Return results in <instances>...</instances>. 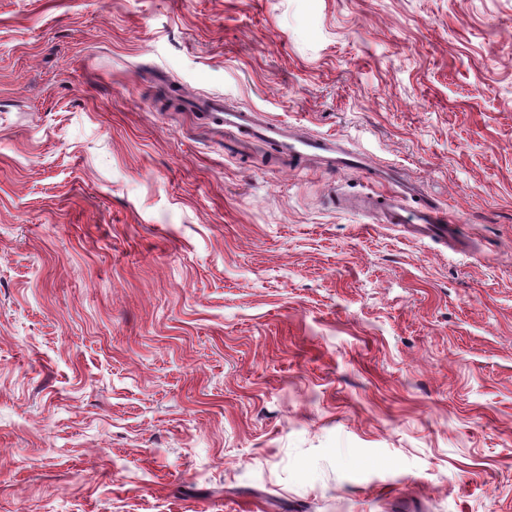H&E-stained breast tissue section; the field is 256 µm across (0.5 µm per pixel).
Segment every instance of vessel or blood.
Listing matches in <instances>:
<instances>
[{"label":"vessel or blood","mask_w":512,"mask_h":512,"mask_svg":"<svg viewBox=\"0 0 512 512\" xmlns=\"http://www.w3.org/2000/svg\"><path fill=\"white\" fill-rule=\"evenodd\" d=\"M207 109L223 122L225 131L252 130L257 141L278 147L290 161L315 159L341 173L368 169L360 153L345 148L337 136L300 134L279 122L261 119L257 112L229 107L220 98L212 99ZM414 192L412 184L403 183L381 198L361 195L352 207L361 211L378 207L384 223L409 225L421 239H454L457 226L452 223L444 207L430 201L414 209L407 206L406 201L412 198Z\"/></svg>","instance_id":"b4317fda"}]
</instances>
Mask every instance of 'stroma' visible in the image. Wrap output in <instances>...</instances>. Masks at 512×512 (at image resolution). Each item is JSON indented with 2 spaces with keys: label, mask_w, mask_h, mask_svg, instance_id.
I'll use <instances>...</instances> for the list:
<instances>
[{
  "label": "stroma",
  "mask_w": 512,
  "mask_h": 512,
  "mask_svg": "<svg viewBox=\"0 0 512 512\" xmlns=\"http://www.w3.org/2000/svg\"><path fill=\"white\" fill-rule=\"evenodd\" d=\"M251 503L512 512V0H0V512ZM207 110L223 122L225 132L250 129L257 141L278 147L291 162L315 159L341 173L369 169L375 182L380 184L392 183L391 173L397 172L396 167L371 168L360 153L345 148L337 136L296 133L277 121L259 120L257 112L231 108L222 98H212ZM415 192L412 184L400 183L397 190L390 189L384 197L365 193L355 202L346 203L351 209L361 211L375 205L381 210L384 223L408 224L420 239L453 240L457 226L452 223L444 207L430 201H424L415 209L407 206L406 200L413 198Z\"/></svg>",
  "instance_id": "stroma-1"
}]
</instances>
